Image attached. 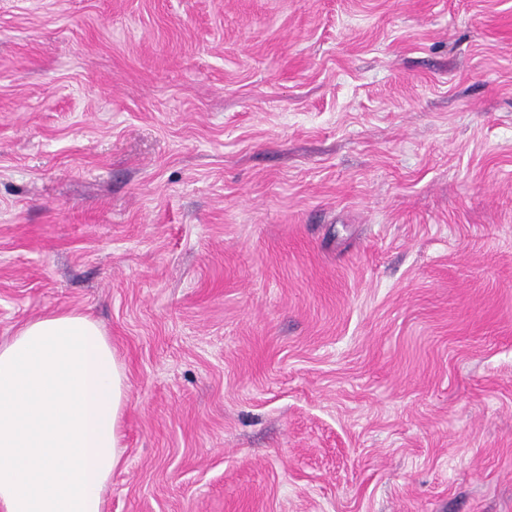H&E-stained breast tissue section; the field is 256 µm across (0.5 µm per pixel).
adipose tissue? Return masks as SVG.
<instances>
[{
  "instance_id": "1",
  "label": "adipose tissue",
  "mask_w": 512,
  "mask_h": 512,
  "mask_svg": "<svg viewBox=\"0 0 512 512\" xmlns=\"http://www.w3.org/2000/svg\"><path fill=\"white\" fill-rule=\"evenodd\" d=\"M128 385L90 316L52 311L0 343V512H104Z\"/></svg>"
}]
</instances>
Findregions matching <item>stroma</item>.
<instances>
[{
    "mask_svg": "<svg viewBox=\"0 0 512 512\" xmlns=\"http://www.w3.org/2000/svg\"><path fill=\"white\" fill-rule=\"evenodd\" d=\"M123 363L106 512H512V0H0V342Z\"/></svg>",
    "mask_w": 512,
    "mask_h": 512,
    "instance_id": "stroma-1",
    "label": "stroma"
}]
</instances>
